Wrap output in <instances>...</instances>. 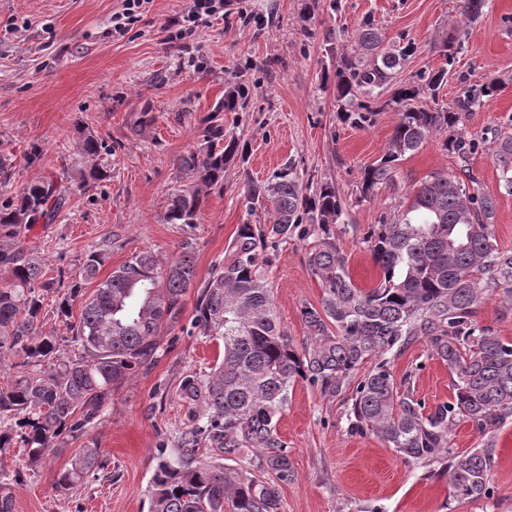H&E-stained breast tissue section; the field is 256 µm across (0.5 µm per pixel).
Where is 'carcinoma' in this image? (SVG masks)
Instances as JSON below:
<instances>
[{
	"instance_id": "1",
	"label": "carcinoma",
	"mask_w": 512,
	"mask_h": 512,
	"mask_svg": "<svg viewBox=\"0 0 512 512\" xmlns=\"http://www.w3.org/2000/svg\"><path fill=\"white\" fill-rule=\"evenodd\" d=\"M486 0H460L461 14L473 21ZM447 67L429 72L418 84H404L378 104L392 84L411 46L388 44L369 20L355 43L336 56V66L321 76L333 88L337 112L356 128L391 104L401 118L387 152L362 172L367 198L394 183L397 162L430 137L445 134L443 147L460 161L461 174L438 173L412 188L393 216L366 234L379 277L357 286L347 259L336 244L343 206L336 185L303 184L293 162L265 181L248 180L246 213L261 210L264 224L238 225L224 258L199 282L194 247L186 240L180 253L163 262L151 251L133 254L98 285L72 322L73 301L83 296L81 282L95 277L108 257L96 248L86 255L81 280L55 309L70 335L42 334L44 295L55 287L23 239L38 224H53L72 189L58 176L25 185L0 204V270L9 282L0 288V454L18 447L26 467L38 468L49 451L69 438L88 435L102 419L112 392L137 372H150L167 351L164 328L223 341V355L206 374L182 377L176 395L187 409L175 460L159 452L152 477L149 512H281L283 488L294 478L288 448L277 424L298 380L322 393L337 395L353 372L370 358L375 364L351 394L350 432L372 434L409 459L449 457L446 475L457 497L488 498L490 457L484 451L450 456L448 436L459 420L480 433H492L512 418V343L480 325L478 309L497 295L512 307V250L498 246L493 233L496 199L470 192L469 156L479 141L489 142L506 191L512 190V128L491 131V138L458 132L461 113L497 86L464 89L454 110L425 107L436 97L455 63L452 42L442 44ZM249 88L240 78L196 127L197 146L176 162L178 186L169 194L166 221L193 228L213 187L224 172L245 162L246 148L224 129V113L242 112ZM78 190L111 177L98 158L106 143L78 132ZM314 238L307 256L321 284L320 307H304L306 347L299 351L280 330L265 275L282 244ZM197 289L194 312L180 325L184 297ZM424 339L431 355L448 364L452 396L431 412L403 390L385 355ZM68 350L61 351V343ZM246 451L248 465L232 464ZM105 468L98 446L86 445L54 477L66 492L91 472ZM20 474L0 478V512H14Z\"/></svg>"
}]
</instances>
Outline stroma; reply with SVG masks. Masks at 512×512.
<instances>
[{
    "label": "stroma",
    "mask_w": 512,
    "mask_h": 512,
    "mask_svg": "<svg viewBox=\"0 0 512 512\" xmlns=\"http://www.w3.org/2000/svg\"><path fill=\"white\" fill-rule=\"evenodd\" d=\"M223 16L209 19L185 38L176 33L188 0H150L133 28L118 34L112 15L121 0H0V151L13 154L10 181L0 182V201L23 185L77 171V139L87 132L112 149L110 179L74 191L55 223L32 235L48 276H62L60 289L44 300V332L64 336L54 309L79 275L89 250L111 240L99 282L135 252L169 258L184 239L194 242L198 278H207L224 256L238 224L246 221L243 184L263 180L292 161L301 178L334 183L344 202L336 243L348 258L351 277L369 287L377 269L363 241L368 227L395 210L413 185L435 172L457 171L459 161L430 138L399 161L392 186L362 198V171L385 152L400 114L377 112L358 129L336 112L332 90L321 83L333 68L324 39L348 46L364 19H373L387 40L407 39L417 50L407 57L396 83L417 80L442 67L441 45L456 38L461 48L434 104L454 106L462 84L496 81L499 89L483 105L462 115L465 136L480 137L512 121V0H487L481 17L464 22L459 0H236ZM244 76L246 111L225 114L224 127L248 145L246 162L228 168L223 187L211 190L194 228L165 219L175 186L176 159L194 144L192 129L224 95L227 82ZM151 110L154 125L137 137L131 127ZM39 146V164L23 155ZM476 189L498 200L494 234L512 249V193L486 148L470 158ZM309 241L282 245L268 269L274 309L295 348L306 344L301 312L319 306L322 290L306 264ZM222 344L204 336H180L155 367L114 391L104 418L83 440L65 441L45 466H23L21 449L0 455V474L21 473L14 512H148V491L157 446L178 451L186 409L175 395L185 374L211 367ZM395 377L410 376L414 397L434 410L452 395V373L432 357L425 340L389 353ZM349 392L332 396L296 382L278 423L295 478L283 489L282 512H512V419L490 434L458 421L450 434L452 453L487 449L491 454L490 497L458 500L444 461L406 459L372 435L348 431ZM98 444L106 470L89 475L68 493L53 487L55 473L83 444Z\"/></svg>",
    "instance_id": "obj_1"
}]
</instances>
